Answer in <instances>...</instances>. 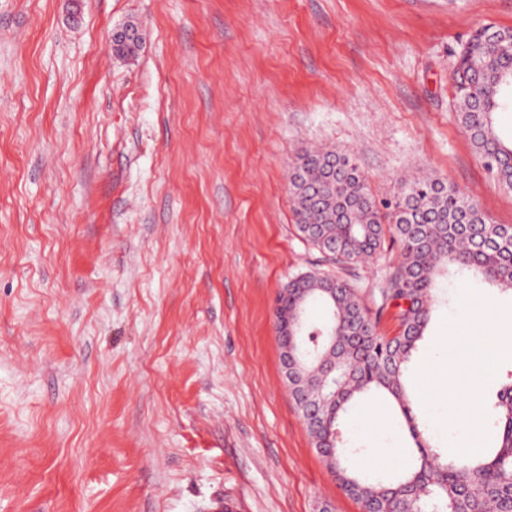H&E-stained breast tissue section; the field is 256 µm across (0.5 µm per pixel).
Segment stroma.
I'll list each match as a JSON object with an SVG mask.
<instances>
[{"instance_id":"1","label":"stroma","mask_w":512,"mask_h":512,"mask_svg":"<svg viewBox=\"0 0 512 512\" xmlns=\"http://www.w3.org/2000/svg\"><path fill=\"white\" fill-rule=\"evenodd\" d=\"M482 23L512 0H0V512H364L284 382L275 300L321 270L376 310L401 245L323 262L287 171L324 144L376 200L431 172L512 224L454 112ZM371 401L341 425L368 467L408 439Z\"/></svg>"}]
</instances>
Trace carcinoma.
Segmentation results:
<instances>
[{
  "label": "carcinoma",
  "mask_w": 512,
  "mask_h": 512,
  "mask_svg": "<svg viewBox=\"0 0 512 512\" xmlns=\"http://www.w3.org/2000/svg\"><path fill=\"white\" fill-rule=\"evenodd\" d=\"M452 81L458 120L476 153L512 189V142L494 124L497 109L512 101V29L479 26ZM288 192L300 232L336 265L377 254L386 224L402 244L374 317L350 282L319 270L296 276L279 297L310 393L326 396L321 424L309 433L325 463L336 462L339 487L365 512H512V380L493 405L492 448L469 465L432 445L406 389L442 277L472 275L512 291V225L492 223L465 194L434 178L405 181L393 200L379 204L355 160L338 149H301ZM316 303L327 312L319 326L306 319ZM393 306L399 334L387 338L377 332V317ZM368 393L392 399L409 434L411 465L392 479L359 474L340 431L350 406Z\"/></svg>",
  "instance_id": "cac0c4a2"
}]
</instances>
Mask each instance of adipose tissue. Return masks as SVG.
<instances>
[{"mask_svg": "<svg viewBox=\"0 0 512 512\" xmlns=\"http://www.w3.org/2000/svg\"><path fill=\"white\" fill-rule=\"evenodd\" d=\"M466 301L468 311L450 320L445 336L437 340L448 360L447 371L427 367L415 377L421 399L443 404L441 424L455 429L454 451L464 457L490 445L479 408L482 389L492 377L488 360L512 359V331L488 335L483 332L485 326L494 323L512 324V312L501 313L494 302L481 296L470 295Z\"/></svg>", "mask_w": 512, "mask_h": 512, "instance_id": "ef3b65f1", "label": "adipose tissue"}]
</instances>
